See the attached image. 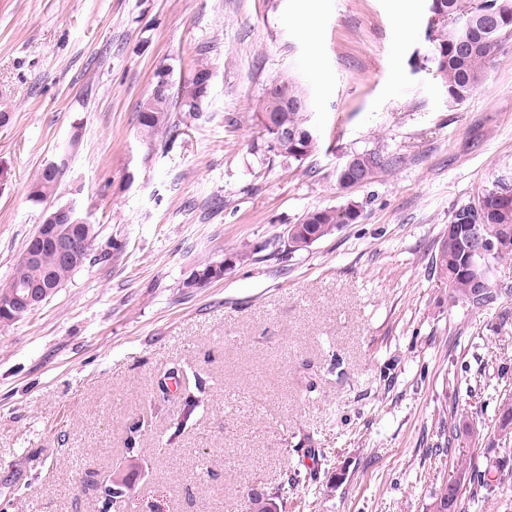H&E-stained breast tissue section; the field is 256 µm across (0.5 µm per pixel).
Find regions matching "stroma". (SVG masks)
I'll return each mask as SVG.
<instances>
[{
    "label": "stroma",
    "instance_id": "35a3bbf8",
    "mask_svg": "<svg viewBox=\"0 0 512 512\" xmlns=\"http://www.w3.org/2000/svg\"><path fill=\"white\" fill-rule=\"evenodd\" d=\"M429 23V0H0V279L60 153L54 202L97 229L64 288L0 327V512H100L115 477L124 512H245L247 488L293 472L286 512H434L447 483L468 512H512V259L481 309L449 306L433 263L456 214L512 179V39L452 104ZM199 62L200 111L141 141L157 72L177 89ZM281 81L306 88L319 137L299 165L259 150ZM365 150L385 166L340 189ZM350 203L356 222L289 252V225ZM210 262L221 278L184 287Z\"/></svg>",
    "mask_w": 512,
    "mask_h": 512
}]
</instances>
